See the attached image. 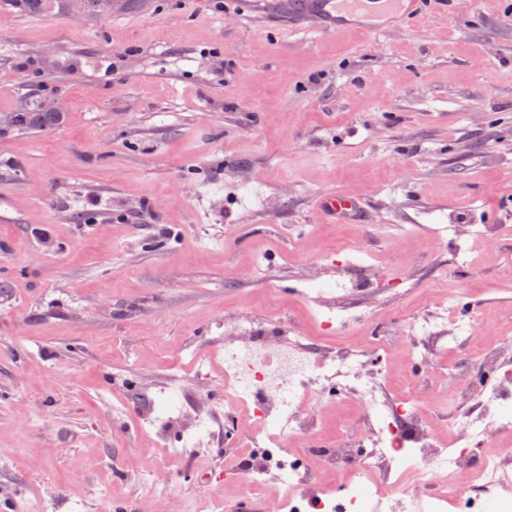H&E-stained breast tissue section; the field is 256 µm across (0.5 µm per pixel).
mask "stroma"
Returning <instances> with one entry per match:
<instances>
[{
	"mask_svg": "<svg viewBox=\"0 0 512 512\" xmlns=\"http://www.w3.org/2000/svg\"><path fill=\"white\" fill-rule=\"evenodd\" d=\"M509 5L460 0L455 17L384 36L295 26L274 2L238 16L140 0L100 19L0 7V113L34 95L65 104L55 129L0 132V512L36 493L56 512L197 498L228 512L238 496L214 475L234 472V437L167 461L139 412L159 390L223 409L183 352L212 353L220 379L225 318L277 328L285 309L328 352L325 305L361 315L359 342L455 293L483 336H512V235L488 247L466 233L512 225ZM339 193L363 200L362 220L316 211ZM451 214L457 237L437 238ZM388 224L406 235L391 242ZM357 243L375 267L335 262ZM460 243L470 268L448 262ZM340 278L357 290H305ZM441 358L427 373L396 364L389 393L433 410L472 373L469 347Z\"/></svg>",
	"mask_w": 512,
	"mask_h": 512,
	"instance_id": "1",
	"label": "stroma"
}]
</instances>
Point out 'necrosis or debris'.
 Segmentation results:
<instances>
[{
  "instance_id": "1",
  "label": "necrosis or debris",
  "mask_w": 512,
  "mask_h": 512,
  "mask_svg": "<svg viewBox=\"0 0 512 512\" xmlns=\"http://www.w3.org/2000/svg\"><path fill=\"white\" fill-rule=\"evenodd\" d=\"M454 300L415 317L411 325L391 322L369 346L350 342L326 355L299 326L266 331L258 322L231 325L224 338V412L183 410L178 423L185 440L214 442L251 421L242 437L243 466L237 472L242 493L264 492V512H303L302 502L320 512H347L345 503L361 482L373 483L370 512H391L394 502L407 512H444L469 499V512H491L502 491L512 488V448L497 446L512 432V373L499 386L470 385L442 403L448 434H440L418 400L383 396L389 346L404 343L408 364L417 365L429 349L472 343L471 359L493 373L501 349L475 346L474 321L454 319ZM451 322L452 334L441 330ZM336 391L360 411L357 430L329 439L315 395ZM309 449L321 462L311 469L292 445ZM333 484H326V477ZM288 485L279 497L270 481Z\"/></svg>"
}]
</instances>
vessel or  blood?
<instances>
[{"label": "vessel or blood", "mask_w": 512, "mask_h": 512, "mask_svg": "<svg viewBox=\"0 0 512 512\" xmlns=\"http://www.w3.org/2000/svg\"><path fill=\"white\" fill-rule=\"evenodd\" d=\"M455 15L458 0H290L288 10L300 23L316 22L327 34L363 30L380 34L423 19L430 5ZM361 199L348 194L318 198L317 209L332 221H352L362 212Z\"/></svg>", "instance_id": "b4317fda"}]
</instances>
